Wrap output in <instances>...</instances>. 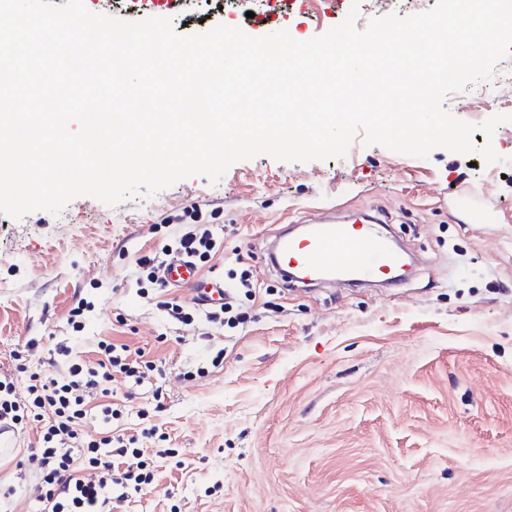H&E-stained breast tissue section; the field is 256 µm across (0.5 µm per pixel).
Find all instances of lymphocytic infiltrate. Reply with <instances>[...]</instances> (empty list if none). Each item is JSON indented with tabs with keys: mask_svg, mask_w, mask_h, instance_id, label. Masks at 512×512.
Returning <instances> with one entry per match:
<instances>
[{
	"mask_svg": "<svg viewBox=\"0 0 512 512\" xmlns=\"http://www.w3.org/2000/svg\"><path fill=\"white\" fill-rule=\"evenodd\" d=\"M217 251L209 228L189 225L138 258L136 282L163 288L159 268L166 257L185 254L200 264ZM56 353L68 360L66 373L59 376L32 373L18 364V372L29 375L25 402L15 398L11 377L0 378V427L14 429L27 420L39 424L41 445L29 459L42 471L38 501L44 512H121L152 482L149 458L135 436L109 431L97 436L85 431L84 424L96 417L111 421L112 408L98 401L109 396L115 378L136 385L143 381V352L103 339L93 362L71 358L64 345Z\"/></svg>",
	"mask_w": 512,
	"mask_h": 512,
	"instance_id": "1",
	"label": "lymphocytic infiltrate"
}]
</instances>
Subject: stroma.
<instances>
[{"mask_svg": "<svg viewBox=\"0 0 512 512\" xmlns=\"http://www.w3.org/2000/svg\"><path fill=\"white\" fill-rule=\"evenodd\" d=\"M85 3L122 20L170 18L181 36L225 24L306 41L353 7L363 29L436 0H298L288 14L263 0ZM482 87L469 111L455 92L445 108L475 125L512 117V88L498 76ZM473 141L492 142L500 162L443 148L419 159L359 134L342 157L263 154L218 182L194 175L114 206L79 196L57 215L0 213V375L15 374L24 349L31 366L61 374V341L86 360L107 336L145 350L142 385H111L109 427L154 428L148 448L174 453L155 458L128 512H512V121ZM330 209L381 211L416 272L393 289L284 285L267 247ZM192 212L221 243L199 280L250 272L243 325H182L161 292L135 283L136 258ZM78 296L93 305L79 331L66 321ZM38 440L29 427L0 447V512H34Z\"/></svg>", "mask_w": 512, "mask_h": 512, "instance_id": "stroma-1", "label": "stroma"}]
</instances>
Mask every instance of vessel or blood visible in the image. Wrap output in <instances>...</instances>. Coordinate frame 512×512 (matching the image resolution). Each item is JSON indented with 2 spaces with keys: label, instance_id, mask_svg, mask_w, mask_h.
Listing matches in <instances>:
<instances>
[{
  "label": "vessel or blood",
  "instance_id": "b4317fda",
  "mask_svg": "<svg viewBox=\"0 0 512 512\" xmlns=\"http://www.w3.org/2000/svg\"><path fill=\"white\" fill-rule=\"evenodd\" d=\"M378 215L361 213L350 224L328 215L313 219L297 233L278 236L271 245V260L277 268H296L301 280L319 283L331 280L369 282L391 278L405 261L391 241L376 231ZM165 278L174 287L192 285L197 273L185 260L168 261Z\"/></svg>",
  "mask_w": 512,
  "mask_h": 512
}]
</instances>
